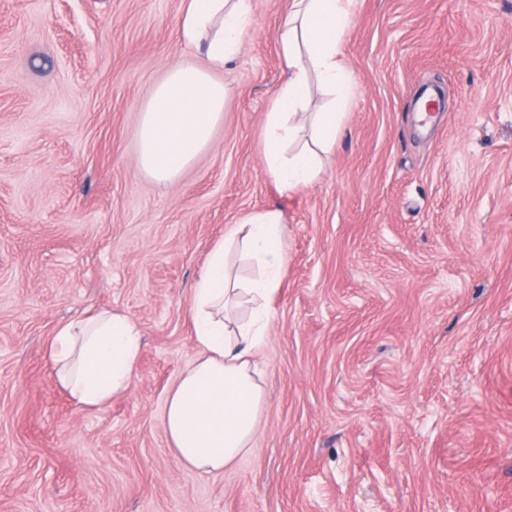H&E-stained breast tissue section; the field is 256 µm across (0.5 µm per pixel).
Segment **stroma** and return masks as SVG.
<instances>
[{
  "mask_svg": "<svg viewBox=\"0 0 512 512\" xmlns=\"http://www.w3.org/2000/svg\"><path fill=\"white\" fill-rule=\"evenodd\" d=\"M292 0H250L224 118L176 179L137 164L183 0H0V512H512V0H357L336 146L286 191L262 153ZM440 109L420 130L415 106ZM280 210L286 257L255 354L265 402L220 473L162 423L199 355L212 247ZM108 309L142 336L129 389L79 406L47 361Z\"/></svg>",
  "mask_w": 512,
  "mask_h": 512,
  "instance_id": "obj_1",
  "label": "stroma"
}]
</instances>
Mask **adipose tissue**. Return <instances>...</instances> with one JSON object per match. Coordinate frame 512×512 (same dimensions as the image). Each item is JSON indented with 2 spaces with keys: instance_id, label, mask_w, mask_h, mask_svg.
<instances>
[{
  "instance_id": "obj_1",
  "label": "adipose tissue",
  "mask_w": 512,
  "mask_h": 512,
  "mask_svg": "<svg viewBox=\"0 0 512 512\" xmlns=\"http://www.w3.org/2000/svg\"><path fill=\"white\" fill-rule=\"evenodd\" d=\"M355 0H294L281 25V56L288 79L266 118L262 152L269 172L287 190L321 171L322 155L336 143L340 115L317 112L302 124L310 74L349 98L351 86L340 45ZM250 18L248 0H185L182 40L202 49L206 66L177 61L158 83L139 128L142 169L175 179L212 144L223 118L224 85L213 76L239 50ZM238 235L248 258L264 270L243 282L233 277L223 244L209 253L192 293L198 359L169 392L163 423L174 456L186 467L220 472L247 451L265 402L254 353L266 338L268 303L280 285L285 259L284 219L276 210L250 214ZM249 303L241 320L236 309ZM141 348V334L125 315L103 310L60 327L50 344L58 381L76 403L100 408L126 392Z\"/></svg>"
}]
</instances>
